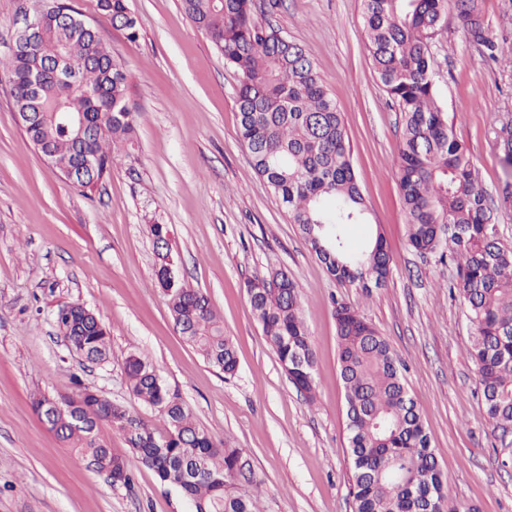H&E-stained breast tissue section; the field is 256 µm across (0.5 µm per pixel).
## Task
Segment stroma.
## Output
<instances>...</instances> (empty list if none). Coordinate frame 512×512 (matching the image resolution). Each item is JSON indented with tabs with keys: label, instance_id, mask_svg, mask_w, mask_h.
<instances>
[{
	"label": "stroma",
	"instance_id": "1",
	"mask_svg": "<svg viewBox=\"0 0 512 512\" xmlns=\"http://www.w3.org/2000/svg\"><path fill=\"white\" fill-rule=\"evenodd\" d=\"M124 63L130 140L94 188L51 171L18 123L0 69V512H194L180 489L129 453L130 486L112 485L48 431L37 394L81 389L148 420L130 391L124 360L148 357L156 374L217 440L244 449L251 474L238 493L261 512H353L351 460L339 376L335 305L354 306L404 365L458 512H512V431L483 415L469 357L471 327L449 286L452 261L409 247L398 187L402 118L377 80L365 48L361 0H254L253 16L309 53L344 117L352 161L390 255L385 287L362 295L331 277L311 252L238 136L239 74L225 66L186 16L181 0H128L136 40L102 17L97 0H76ZM38 0H0V62L26 11ZM502 45L482 61L456 14L431 43L448 124L479 171L499 233L512 244V173L499 162L496 131L512 122V0H481ZM171 230L175 272L205 293L236 347L226 376L178 333L155 276L147 224ZM286 271L316 353L315 395L290 382L255 320L248 279ZM93 310L112 351L96 364L69 352L58 335L59 305Z\"/></svg>",
	"mask_w": 512,
	"mask_h": 512
}]
</instances>
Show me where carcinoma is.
Here are the masks:
<instances>
[{
  "mask_svg": "<svg viewBox=\"0 0 512 512\" xmlns=\"http://www.w3.org/2000/svg\"><path fill=\"white\" fill-rule=\"evenodd\" d=\"M182 6L224 64L240 74L239 137L253 169L310 249L330 276L365 295L385 286L390 256L382 234H371L359 249L346 237L348 225L368 223V207L342 113L312 59L299 43L257 23L252 0H182ZM98 9L129 40L137 39L127 0H98ZM451 9L464 20L483 60L498 59L501 45L479 0H362L366 50L375 76L402 114L398 181L408 245L455 263L453 290L472 326L470 357L482 412L505 431L512 429V244L500 238L478 173L440 102L430 43ZM27 55L58 68L35 93ZM3 67L15 110L39 117L26 128L29 141L60 161L75 158V118L84 113L103 123L93 146L96 178H103L114 163L111 144L134 133L135 113L126 101L122 64L112 58L97 30L66 33L47 21L40 41L25 55L12 54ZM497 145L503 165L512 166V124L500 129ZM149 231L161 241L155 275L176 329L210 366L234 375L235 347L209 298L169 277L167 225L152 224ZM275 276L284 287L274 289L271 279L256 277L246 282V293L289 380L311 401L316 355L301 292L286 273ZM335 316L355 512H456L447 506L437 458L420 410L404 386L400 361L354 307L339 303ZM54 322L71 351L92 362L109 358L110 338L97 315L64 304ZM124 372L132 393L163 418L164 430L121 407L112 409V418L104 417L101 396L87 389L56 396L57 412L42 421L95 471L112 474L122 485L131 483L126 459L101 439L103 423L124 436L160 481L183 491L195 512H261L255 500L235 490L244 450L217 443L147 357L128 355Z\"/></svg>",
  "mask_w": 512,
  "mask_h": 512,
  "instance_id": "cac0c4a2",
  "label": "carcinoma"
}]
</instances>
